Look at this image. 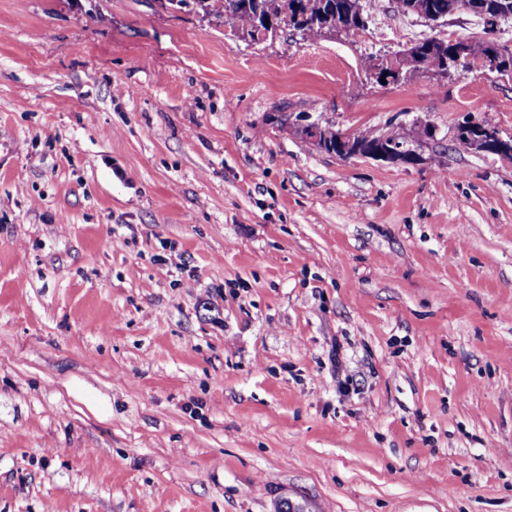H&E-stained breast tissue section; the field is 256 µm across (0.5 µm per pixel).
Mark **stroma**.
Listing matches in <instances>:
<instances>
[{"label": "stroma", "mask_w": 512, "mask_h": 512, "mask_svg": "<svg viewBox=\"0 0 512 512\" xmlns=\"http://www.w3.org/2000/svg\"><path fill=\"white\" fill-rule=\"evenodd\" d=\"M366 10L0 0V512H512V75L368 71L512 19ZM192 4L197 12L224 19L225 24L241 21L249 27L246 33L251 40L273 36L278 29L299 30L305 37L338 23L351 33L365 25L366 5L361 0H193ZM456 139H460L472 147L481 146L485 151L493 150L498 154L508 152L512 154L510 149L501 145V139L496 130L478 121H468L458 125L456 128ZM302 132L307 133L306 127ZM309 133V134H308ZM308 133L306 137L313 141L314 143H318L319 134H320V144L318 145L320 148L326 150L327 152H332L339 157H343L342 155L349 154V150L354 144V134L349 132H340L336 136V131H330L328 129H323L321 127V131L318 127H309ZM390 133H381L378 137L368 138L367 136L355 137L356 142L353 148H357L361 145L360 156L366 157V152L370 150L375 142H377L383 147L379 150L374 151L371 155L375 158L386 159L392 161H405V151L402 150V146L399 148H394L395 144L392 141H389ZM336 144V147H335ZM389 146L393 147L392 149ZM336 149L341 153H336Z\"/></svg>", "instance_id": "1"}]
</instances>
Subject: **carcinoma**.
Listing matches in <instances>:
<instances>
[{
	"label": "carcinoma",
	"instance_id": "cac0c4a2",
	"mask_svg": "<svg viewBox=\"0 0 512 512\" xmlns=\"http://www.w3.org/2000/svg\"><path fill=\"white\" fill-rule=\"evenodd\" d=\"M468 0H394L402 14H414L429 20H438L456 10L466 8ZM487 7L474 11L487 27L494 28L498 20L512 18V0H482ZM179 6L194 5L195 10L207 16L224 20L227 24L242 22L247 26L248 38L273 35L285 28L311 36L341 24L356 33L364 28L365 4L361 0H168ZM444 40L425 37L415 43L408 54L425 65L445 66L450 53L443 48ZM463 55L460 67L469 68V58L494 57L504 66L512 64V47L493 40L483 42L458 41Z\"/></svg>",
	"mask_w": 512,
	"mask_h": 512
}]
</instances>
